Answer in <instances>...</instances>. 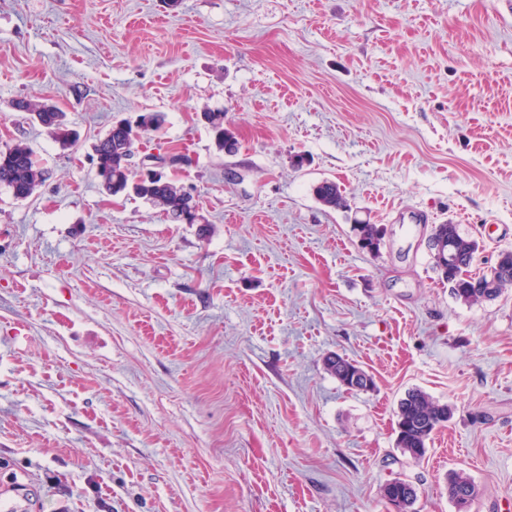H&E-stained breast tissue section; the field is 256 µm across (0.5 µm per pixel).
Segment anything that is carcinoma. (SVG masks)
Wrapping results in <instances>:
<instances>
[{
    "label": "carcinoma",
    "mask_w": 512,
    "mask_h": 512,
    "mask_svg": "<svg viewBox=\"0 0 512 512\" xmlns=\"http://www.w3.org/2000/svg\"><path fill=\"white\" fill-rule=\"evenodd\" d=\"M13 108L29 113L62 145L68 146L74 142V133L68 128L65 113L55 105L20 99L13 102ZM201 120L218 150L228 153L236 150L234 133L224 127V113L204 112ZM134 136L136 133L132 125L120 121L95 145L96 171L103 190L111 196L132 193L160 208L172 223H202L204 217L199 214L198 204L185 197L182 187L175 181L161 177L151 181L134 179L123 151V148L133 144ZM47 177V169L39 163L28 145L16 143L0 150V187L8 189L15 199L24 200L32 196ZM313 193L326 208H347L346 197L334 182L318 183ZM352 231L362 249L374 255L380 252L382 234L377 225L358 222L352 225ZM430 237L442 245L443 251L452 252L457 257V263L450 266L448 259L431 256L432 268L441 279L455 282L451 291L457 300L465 304L494 300L512 286V251L500 253L488 271L472 276L468 274V268L479 250L476 239L461 234L456 224H436L432 227ZM325 368L349 390L366 391L374 385L370 374L341 356L326 357ZM452 414L448 404L434 400L426 392L420 389L408 392L398 406L396 447L413 459L422 458L427 452V442L436 430L448 422ZM383 493L386 497L400 500L405 510L412 507L417 497L414 486L400 479L387 483ZM477 495L478 489L470 478L460 473L448 477V498L452 503H457L460 498L472 502Z\"/></svg>",
    "instance_id": "carcinoma-1"
}]
</instances>
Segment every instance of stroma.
I'll use <instances>...</instances> for the list:
<instances>
[{"mask_svg":"<svg viewBox=\"0 0 512 512\" xmlns=\"http://www.w3.org/2000/svg\"><path fill=\"white\" fill-rule=\"evenodd\" d=\"M49 101L69 148L11 100ZM237 139L217 150L201 113ZM163 114L205 218L110 196L93 146ZM0 497L20 512H456L449 472L512 499V289L475 305L432 269L436 224L512 251V0H0ZM303 166H295L296 156ZM329 180L349 207L313 194ZM384 230L378 255L351 232ZM372 375L329 374L330 354ZM453 416L415 460L396 412ZM48 171L23 143L0 150V187L7 188L17 200L34 194L47 179ZM324 364L326 370L336 377L341 385L348 390L367 391L374 385L373 378L370 374L357 364L341 356H328ZM383 493L387 501L396 509L395 511L398 512L400 510L399 504L387 497L400 499L404 509V511L401 512H408V509L412 507L417 497V492L414 486L409 482L400 479L387 483L383 489Z\"/></svg>","mask_w":512,"mask_h":512,"instance_id":"stroma-1","label":"stroma"}]
</instances>
